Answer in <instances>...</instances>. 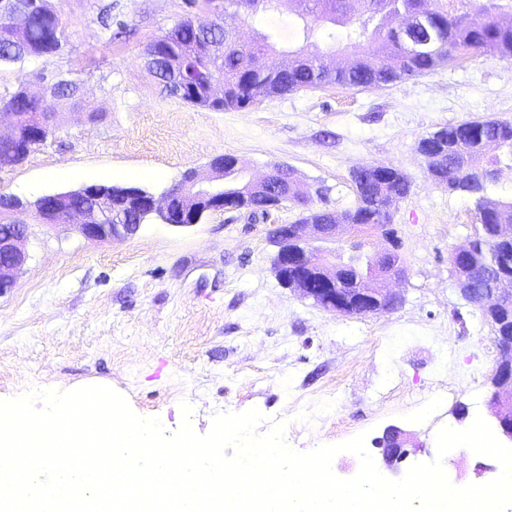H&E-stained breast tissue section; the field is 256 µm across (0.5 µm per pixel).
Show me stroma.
I'll return each mask as SVG.
<instances>
[{"label":"stroma","instance_id":"1","mask_svg":"<svg viewBox=\"0 0 512 512\" xmlns=\"http://www.w3.org/2000/svg\"><path fill=\"white\" fill-rule=\"evenodd\" d=\"M65 27L59 52L0 65V93L44 74L77 80L100 115L60 107L54 133L16 166L0 168V191L22 200L93 183L140 184L165 193L220 154L237 156L253 179L288 166L310 205L353 207L354 170L391 165L412 181L386 230L347 232L365 252L396 251L407 271L393 310L367 316L326 311L295 295L274 270L269 232L292 224L289 202L250 221L214 212L177 230L145 223L128 238L93 241L75 227L50 230L34 209L28 259L0 296V400L34 387L107 385L167 429L194 408L208 433L215 413L258 409L286 422L289 446L308 451L391 425L412 433L417 461L436 454L435 435L488 416L499 352L481 312L459 293L449 255L479 224L473 200L428 179L417 152L430 133L472 119L512 121V58L461 55L436 71L379 88L324 85L242 110L215 112L166 95L144 52L182 17L210 22L221 0H50ZM111 6V37L98 19ZM280 7L226 27L248 41L271 35L278 51L348 54L326 36L303 42ZM449 389L438 414L427 408Z\"/></svg>","mask_w":512,"mask_h":512}]
</instances>
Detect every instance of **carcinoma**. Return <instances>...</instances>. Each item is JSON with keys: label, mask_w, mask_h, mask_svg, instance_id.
Returning <instances> with one entry per match:
<instances>
[{"label": "carcinoma", "mask_w": 512, "mask_h": 512, "mask_svg": "<svg viewBox=\"0 0 512 512\" xmlns=\"http://www.w3.org/2000/svg\"><path fill=\"white\" fill-rule=\"evenodd\" d=\"M358 17H345L347 0H299L297 11L299 37L309 40L316 36L319 23L330 22L343 27L329 33L330 39L347 42L357 48L368 42L371 53H356L352 63L328 73L320 54L305 55L290 51L287 64L271 72L262 63L272 49L266 38L252 40L240 47L225 45L224 52L207 53V46L224 45V25L217 22L202 33L193 28L190 17L181 19L172 29L153 40L146 52H156L162 59L153 68V76L163 85L178 83L183 87L182 101L215 111L238 110L248 107L258 98L283 96L305 88L338 84L349 88H375L435 71L462 51L512 57V26L504 27L487 8L480 13L456 15L447 11L434 13L439 38L423 50L415 51L402 40L394 28H385L384 19L371 14L370 4L360 0ZM31 15L27 28L18 31L0 25V63L36 59L58 52L64 35L62 21L49 0H23ZM212 80L224 82V98L214 99L209 93ZM43 86L21 85L13 92L0 95L3 106L18 114L19 139L13 144L0 143V163L16 165L25 161L37 146L52 135L50 124H40L35 113L41 111ZM54 98L73 109L86 110L88 104L80 97L77 85L70 79L54 81ZM473 121L440 128L444 144L443 161L427 167L429 178L436 184H455L460 181L459 166L469 162L488 165L512 164V123L483 119L480 134L502 140L499 153L493 158L481 154L473 138L468 136ZM355 204L338 217L325 210H307L299 224H352L359 230L373 229L391 221V212L410 192L409 178L392 166L386 177L376 178L366 172L352 175ZM102 195L95 199L77 193L66 196L62 208L97 207L112 217L123 215L122 222L135 224L141 212L138 198L113 193V185L98 184ZM272 193L263 196L250 194L233 201L251 217L263 214ZM479 230L472 239V251L457 258L463 271L478 278L497 260L498 253L508 249L491 240L493 226L512 225V201L490 199L486 210L478 214Z\"/></svg>", "instance_id": "carcinoma-1"}]
</instances>
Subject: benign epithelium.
<instances>
[{
	"label": "benign epithelium",
	"mask_w": 512,
	"mask_h": 512,
	"mask_svg": "<svg viewBox=\"0 0 512 512\" xmlns=\"http://www.w3.org/2000/svg\"><path fill=\"white\" fill-rule=\"evenodd\" d=\"M432 14L428 10L419 9L404 15L401 26L405 35L411 39L413 47L430 41ZM226 155L220 154L208 164L210 174L200 176L193 170L189 176L176 184V189L206 205L202 210L174 212L170 206V198L164 194L159 197L143 194L134 189L130 194L140 197L145 203L147 212L152 213L164 224L176 228L192 227L198 223L204 213L232 211L228 204L232 195L228 194V185L239 184L243 187H261L269 182L270 176L258 182L248 177L247 168L241 161L233 167L224 163ZM498 176V168L486 165L482 167L463 165L461 170L462 187L472 193H480L485 186L494 182ZM58 194L39 197L36 200L42 225L55 228L65 226L74 217L81 219L76 225L78 231L91 240H107L122 238L134 234L137 224H110L107 216L96 209L91 213L68 209L52 212L44 206V202L55 199ZM351 228L349 224H291L286 227L283 239L278 244L274 259L275 269L282 284H288L289 271L293 269L307 270L313 279L307 287L297 288L301 297L320 303L326 310L346 315H368L389 309L397 299V293L389 288L391 282L404 283L407 280L405 270L399 264L387 263L388 253L375 256L377 262V278H368L357 282V287L346 288V271L349 262L341 256L330 264L317 261L318 247L314 243L334 242L343 231ZM32 235L31 226L14 217L4 220L0 218V295L6 294L14 285L15 274L27 260L24 244ZM507 262L500 260L493 267L488 282L476 286L475 281L460 277L456 284L464 299L482 314L495 319L502 310L512 309V278L506 274ZM494 341L499 344L501 354L491 378L493 386L489 402L490 413L494 418L495 427L503 436V444L512 447V341L505 336H496ZM407 434L398 426H389L383 436L375 440L379 456L375 460L379 471L389 479L401 478V463L415 456L418 446H408Z\"/></svg>",
	"instance_id": "benign-epithelium-1"
}]
</instances>
